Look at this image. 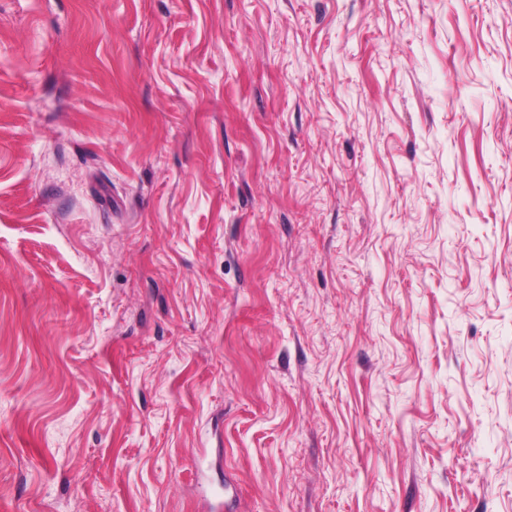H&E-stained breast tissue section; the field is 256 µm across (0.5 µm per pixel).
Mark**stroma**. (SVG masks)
I'll use <instances>...</instances> for the list:
<instances>
[{"instance_id":"35a3bbf8","label":"stroma","mask_w":512,"mask_h":512,"mask_svg":"<svg viewBox=\"0 0 512 512\" xmlns=\"http://www.w3.org/2000/svg\"><path fill=\"white\" fill-rule=\"evenodd\" d=\"M512 512V0H0V512Z\"/></svg>"}]
</instances>
